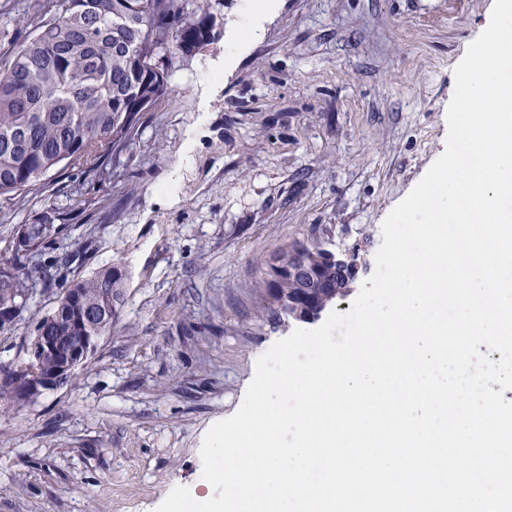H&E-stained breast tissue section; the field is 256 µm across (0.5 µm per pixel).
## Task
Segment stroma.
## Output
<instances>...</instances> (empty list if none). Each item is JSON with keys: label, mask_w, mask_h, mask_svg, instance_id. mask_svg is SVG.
<instances>
[{"label": "stroma", "mask_w": 512, "mask_h": 512, "mask_svg": "<svg viewBox=\"0 0 512 512\" xmlns=\"http://www.w3.org/2000/svg\"><path fill=\"white\" fill-rule=\"evenodd\" d=\"M0 0V64L29 31ZM494 0H271L233 56L242 0H210L219 33L183 56L117 176L72 171L0 215L70 210L56 252L72 277L115 263L125 304L74 384L0 415V512H155L195 488L207 431L239 409L257 359L299 323L264 313L265 262L298 240L375 271L382 223L442 155L455 69ZM0 334L20 365L35 318Z\"/></svg>", "instance_id": "stroma-1"}]
</instances>
